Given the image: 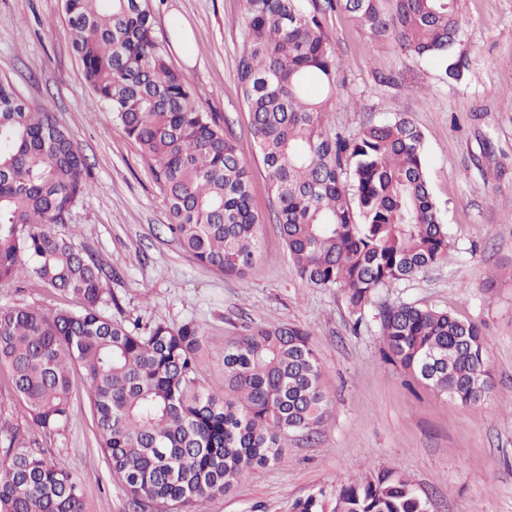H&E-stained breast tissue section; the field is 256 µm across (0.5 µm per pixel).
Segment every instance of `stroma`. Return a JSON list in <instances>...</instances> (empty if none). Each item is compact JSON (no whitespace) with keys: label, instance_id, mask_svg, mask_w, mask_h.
Here are the masks:
<instances>
[{"label":"stroma","instance_id":"stroma-1","mask_svg":"<svg viewBox=\"0 0 512 512\" xmlns=\"http://www.w3.org/2000/svg\"><path fill=\"white\" fill-rule=\"evenodd\" d=\"M468 23L454 48L461 81L442 62L373 38L342 10L322 17L343 80L329 128L353 136L368 123L405 116L424 136L426 171L451 242L448 263L379 289L361 314L335 290L298 276L274 222V195L236 65L244 50L241 0H152L155 31L202 108L233 130L248 164L252 207L263 224L245 278L203 266L166 232L161 194L138 148L89 89L72 51L62 0H0V79L52 112L87 159L94 190L71 223L55 225L93 253L110 276L105 316L195 323L209 343L203 373L224 376L225 337L244 326L309 329L329 397L317 436L290 441L281 461L242 477L205 512H291L319 486L339 487L382 468L409 475L430 512H512V0H458ZM409 303L480 324L492 370L489 396L473 409L438 396L384 355L377 314ZM78 309L77 299L35 280L0 281V307ZM0 368V422L26 430L81 487L84 512H129L128 496L100 449L82 374L57 430L29 427Z\"/></svg>","mask_w":512,"mask_h":512}]
</instances>
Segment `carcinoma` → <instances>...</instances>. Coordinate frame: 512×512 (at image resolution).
<instances>
[{
	"label": "carcinoma",
	"instance_id": "carcinoma-1",
	"mask_svg": "<svg viewBox=\"0 0 512 512\" xmlns=\"http://www.w3.org/2000/svg\"><path fill=\"white\" fill-rule=\"evenodd\" d=\"M376 39L440 59L462 77L453 47L466 21L458 0H242L245 50L237 80L275 199V221L300 278L334 288L353 313L377 290L448 261L442 214L429 192L422 132L406 117L345 138L325 115L339 66L321 15L333 2ZM72 49L89 88L146 160L163 194L166 229L197 262L243 278L262 221L235 136L203 110L169 61L151 0H64ZM85 157L53 115L0 80V281L34 278L79 300L77 310L0 307V367L29 422L67 419L79 370L100 445L132 512L170 505L205 512L246 473L282 458L288 440L317 435L328 397L309 330L256 326L224 339V381L206 383L196 324H128L104 316L105 272L55 236L92 191ZM388 359L470 409L491 389L484 332L447 310L384 306ZM0 512H83L78 481L20 428L0 430ZM428 512L397 469L371 472L292 512Z\"/></svg>",
	"mask_w": 512,
	"mask_h": 512
}]
</instances>
